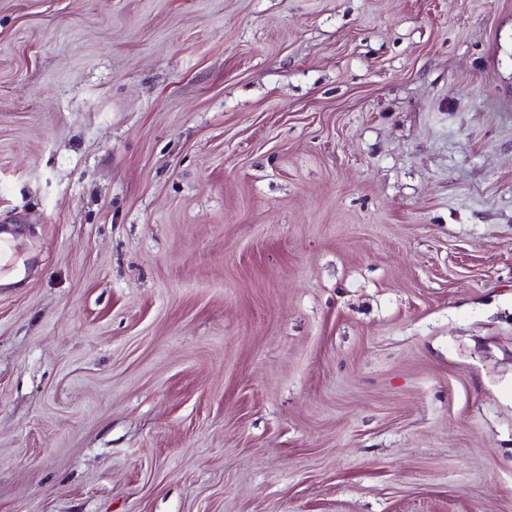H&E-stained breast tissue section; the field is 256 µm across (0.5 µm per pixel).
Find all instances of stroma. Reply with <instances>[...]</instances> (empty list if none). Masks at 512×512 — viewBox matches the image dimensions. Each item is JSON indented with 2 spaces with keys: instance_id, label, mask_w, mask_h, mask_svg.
<instances>
[{
  "instance_id": "35a3bbf8",
  "label": "stroma",
  "mask_w": 512,
  "mask_h": 512,
  "mask_svg": "<svg viewBox=\"0 0 512 512\" xmlns=\"http://www.w3.org/2000/svg\"><path fill=\"white\" fill-rule=\"evenodd\" d=\"M0 512H512V0H0Z\"/></svg>"
}]
</instances>
